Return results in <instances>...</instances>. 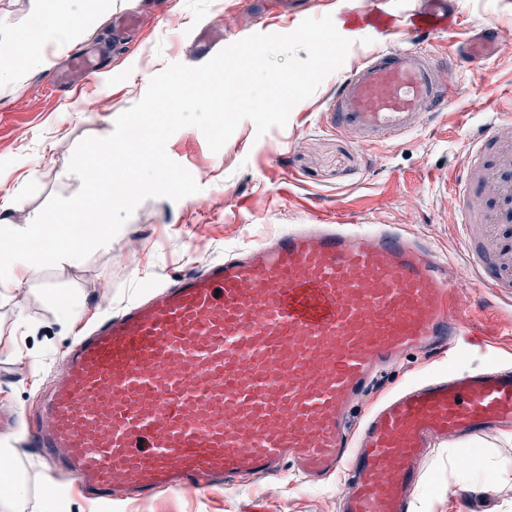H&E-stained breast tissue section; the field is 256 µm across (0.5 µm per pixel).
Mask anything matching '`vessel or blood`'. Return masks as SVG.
I'll use <instances>...</instances> for the list:
<instances>
[{
    "label": "vessel or blood",
    "instance_id": "1",
    "mask_svg": "<svg viewBox=\"0 0 512 512\" xmlns=\"http://www.w3.org/2000/svg\"><path fill=\"white\" fill-rule=\"evenodd\" d=\"M437 30L418 19L407 45L342 77L333 129L368 146L444 110L452 87L427 45ZM486 182L485 214L469 198ZM454 184L462 223L512 224V117L483 129ZM489 333L466 324L460 290L427 246L389 224L324 217L205 262L80 337L28 444L107 504L274 479L289 460L311 480L348 470L341 512H409L434 440L512 421V365L414 383L355 439L350 411L400 354Z\"/></svg>",
    "mask_w": 512,
    "mask_h": 512
}]
</instances>
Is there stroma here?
Returning <instances> with one entry per match:
<instances>
[{"label": "stroma", "instance_id": "stroma-1", "mask_svg": "<svg viewBox=\"0 0 512 512\" xmlns=\"http://www.w3.org/2000/svg\"><path fill=\"white\" fill-rule=\"evenodd\" d=\"M430 2L297 0L277 17L267 0H58L59 10L78 19L75 31L43 32L36 62L0 68V79L16 81L0 92V203L7 205L0 216L15 227L28 224L52 195L78 191L81 182L68 171L77 143L109 135L116 118L169 64L202 65L251 34H286L308 17L331 16L352 42L343 66L293 107L285 127L261 135L253 121L242 120L217 153L199 129L177 131L167 153L193 175L199 192L178 201L147 199L111 245L83 260L14 268L17 285L0 286V414L11 418L0 430V449L27 491L26 512H339L351 490L344 473L311 483L290 466L275 480L250 476L205 492L161 489L108 506L81 496L67 476H51L25 442L42 397L65 377L72 342L98 319L149 295L154 282L261 245L316 212L351 224L396 225L447 265L464 311L499 325L479 343L463 339L447 352L418 347L400 355L382 385L356 401L352 427L407 385L512 362V285L483 284V262L502 260L512 224L461 225L452 185L470 142L512 111V0H455L453 23L434 35L433 53L448 56L487 29L495 37L493 52L482 68L456 70L453 103L423 115L409 134L360 149L326 119L337 82L370 52L404 45L412 20ZM40 6L41 0H0V41L26 35ZM370 10L383 13L388 28L353 24L354 15ZM128 13L139 14L142 27L123 35L116 25ZM79 48L104 59L103 73L77 91L53 88L55 71L66 69ZM64 302L72 317H62ZM478 440V454L466 437L430 450L411 512H512V426L486 430ZM485 458L501 477L468 489L467 479Z\"/></svg>", "mask_w": 512, "mask_h": 512}]
</instances>
